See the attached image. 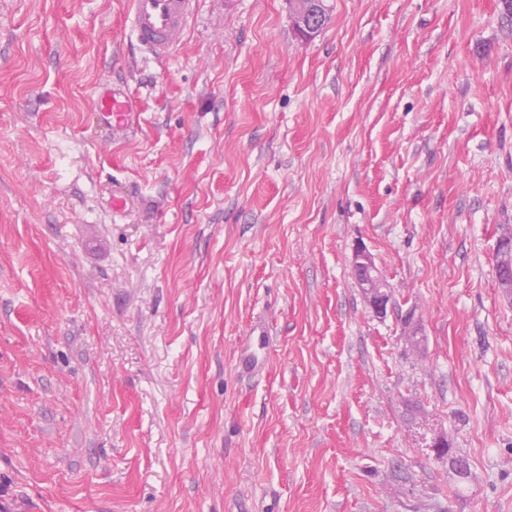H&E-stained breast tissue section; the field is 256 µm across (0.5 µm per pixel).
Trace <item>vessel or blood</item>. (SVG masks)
<instances>
[{"label": "vessel or blood", "instance_id": "1", "mask_svg": "<svg viewBox=\"0 0 512 512\" xmlns=\"http://www.w3.org/2000/svg\"><path fill=\"white\" fill-rule=\"evenodd\" d=\"M197 0H127L131 35L137 45L151 58L168 57L185 37L187 22ZM96 112L102 121L119 133L131 130L136 123L137 100L128 87L114 83L97 84L93 93ZM270 342L264 325H255L249 336L239 370L252 375L262 371L264 361L260 350Z\"/></svg>", "mask_w": 512, "mask_h": 512}]
</instances>
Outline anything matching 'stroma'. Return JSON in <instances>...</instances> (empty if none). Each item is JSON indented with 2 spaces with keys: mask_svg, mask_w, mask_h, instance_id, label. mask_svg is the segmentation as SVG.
<instances>
[{
  "mask_svg": "<svg viewBox=\"0 0 512 512\" xmlns=\"http://www.w3.org/2000/svg\"><path fill=\"white\" fill-rule=\"evenodd\" d=\"M331 4L199 0L158 61L125 0H0V512H512V21ZM303 1L307 0H286L297 35L302 39L308 40L313 38L320 28L310 19L311 4H306ZM95 111L102 121L117 133H126L139 117L134 112L137 107L136 97L125 85L99 83L93 93ZM498 256L497 281L501 291L512 296V235H505L499 238L496 245ZM352 269L375 314L380 318L385 317L390 301L387 284L372 254L365 246L360 245L355 248ZM249 349H247L239 363V371L242 374L252 375L262 371L264 360L261 359L257 351L265 350L270 342V336L266 327L259 323L255 325L248 338Z\"/></svg>",
  "mask_w": 512,
  "mask_h": 512,
  "instance_id": "obj_1",
  "label": "stroma"
}]
</instances>
